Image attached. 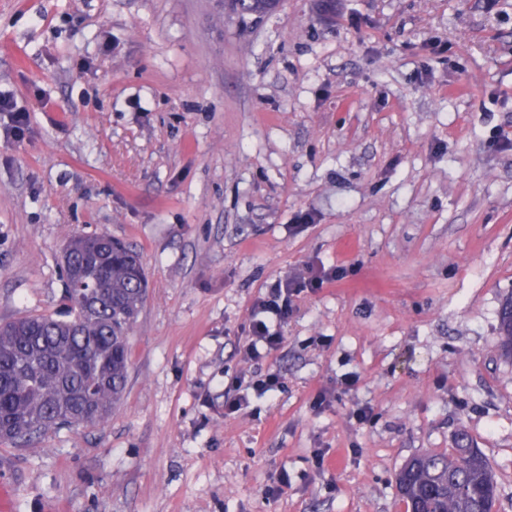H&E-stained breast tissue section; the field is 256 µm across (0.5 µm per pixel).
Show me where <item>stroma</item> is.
Instances as JSON below:
<instances>
[{
  "mask_svg": "<svg viewBox=\"0 0 512 512\" xmlns=\"http://www.w3.org/2000/svg\"><path fill=\"white\" fill-rule=\"evenodd\" d=\"M0 92L30 115L0 135V323L66 314L73 234L148 281L108 421L0 442L10 512H405L399 469L462 433L512 512V0H0ZM307 265L344 276L244 359ZM278 0H221L220 6L228 16L261 19L279 6ZM340 276V270L330 273L322 270L308 269L306 277L291 279L284 284L278 283L268 299L256 302L251 309L248 342L244 348V357L251 361L259 360L262 355L278 351L285 341L282 333L283 324L291 313V295L298 294L308 288L311 291L322 288ZM262 315V316H261ZM498 334L503 352L511 357L512 353V296L507 298L499 312ZM244 380H239L235 386L224 392V414L232 416L239 413L248 402V390L253 389L260 394L276 392L280 386V378L275 373H267L264 378L249 381L244 386ZM233 391V393H231Z\"/></svg>",
  "mask_w": 512,
  "mask_h": 512,
  "instance_id": "obj_1",
  "label": "stroma"
}]
</instances>
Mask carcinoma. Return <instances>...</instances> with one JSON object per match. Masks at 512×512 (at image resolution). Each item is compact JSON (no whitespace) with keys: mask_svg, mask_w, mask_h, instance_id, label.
<instances>
[{"mask_svg":"<svg viewBox=\"0 0 512 512\" xmlns=\"http://www.w3.org/2000/svg\"><path fill=\"white\" fill-rule=\"evenodd\" d=\"M224 13L261 19L279 0H220ZM69 319L25 316L0 324V440L35 445L80 420L103 425L120 402L131 359L129 334L147 278L139 255L100 233L64 247ZM498 334L512 354V296ZM407 512H495L497 483L485 455L463 446L411 459L397 474Z\"/></svg>","mask_w":512,"mask_h":512,"instance_id":"carcinoma-1","label":"carcinoma"}]
</instances>
